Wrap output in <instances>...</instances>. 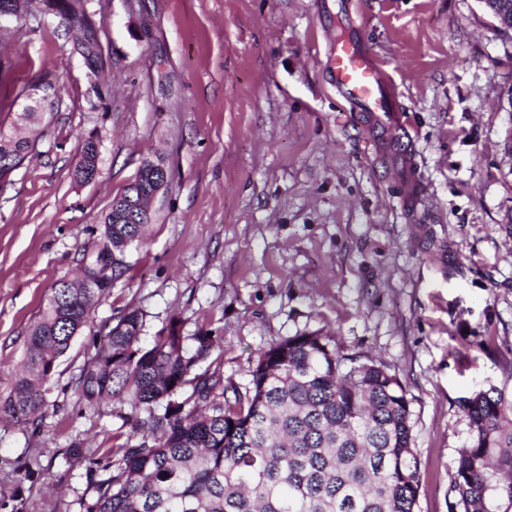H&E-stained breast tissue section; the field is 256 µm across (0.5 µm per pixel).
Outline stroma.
Segmentation results:
<instances>
[{
    "label": "stroma",
    "instance_id": "1",
    "mask_svg": "<svg viewBox=\"0 0 512 512\" xmlns=\"http://www.w3.org/2000/svg\"><path fill=\"white\" fill-rule=\"evenodd\" d=\"M104 64L94 92L58 11L0 21V131L40 104L33 148L0 183V399L55 284L93 256L144 161L170 180L125 274L60 358L38 426L0 419V512H85L86 473L122 424L75 380L101 324L172 316L245 387L272 342L335 337L407 391L417 512H451L463 397L512 388V29L484 0H87ZM384 64L414 138L422 222L325 68L336 32ZM95 134L100 175L75 179ZM84 452L69 456L72 442Z\"/></svg>",
    "mask_w": 512,
    "mask_h": 512
}]
</instances>
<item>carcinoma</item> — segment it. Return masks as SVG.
<instances>
[{
    "label": "carcinoma",
    "instance_id": "1",
    "mask_svg": "<svg viewBox=\"0 0 512 512\" xmlns=\"http://www.w3.org/2000/svg\"><path fill=\"white\" fill-rule=\"evenodd\" d=\"M85 37L74 46L101 89L93 24L82 0H56ZM31 142L0 131V178L23 161ZM99 167V149L82 138L74 177ZM149 193L127 186L104 219L101 247L83 265L111 266L106 288H54L28 329L22 370L0 413L35 421L47 384L75 332L112 281L125 273L115 255L143 241L145 225L123 224L122 208ZM174 316L149 348L136 309L102 325L94 354L75 380L90 407L108 400L129 409V433L88 470L94 497L86 512H416L421 488L411 401L396 374L364 352H344L333 337L303 332L273 343L245 390L198 372L216 337L182 335ZM469 443L450 481L458 512H512V390L490 385L461 402Z\"/></svg>",
    "mask_w": 512,
    "mask_h": 512
}]
</instances>
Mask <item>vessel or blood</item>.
I'll use <instances>...</instances> for the list:
<instances>
[{
  "label": "vessel or blood",
  "mask_w": 512,
  "mask_h": 512,
  "mask_svg": "<svg viewBox=\"0 0 512 512\" xmlns=\"http://www.w3.org/2000/svg\"><path fill=\"white\" fill-rule=\"evenodd\" d=\"M334 86L341 97L368 122L377 139L398 148L404 164L397 171L402 181L401 199L412 208L422 195L413 142L402 120L403 107L381 63L356 41L337 40L330 58Z\"/></svg>",
  "instance_id": "vessel-or-blood-1"
}]
</instances>
